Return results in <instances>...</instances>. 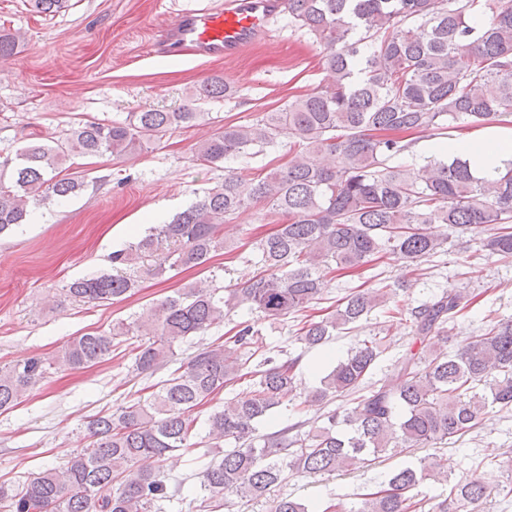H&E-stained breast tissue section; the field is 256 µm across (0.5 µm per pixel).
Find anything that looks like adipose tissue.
<instances>
[{
    "mask_svg": "<svg viewBox=\"0 0 512 512\" xmlns=\"http://www.w3.org/2000/svg\"><path fill=\"white\" fill-rule=\"evenodd\" d=\"M428 149L451 159L467 161L471 172L482 177L494 168L512 162V131H488L476 139L462 137L434 142Z\"/></svg>",
    "mask_w": 512,
    "mask_h": 512,
    "instance_id": "obj_1",
    "label": "adipose tissue"
}]
</instances>
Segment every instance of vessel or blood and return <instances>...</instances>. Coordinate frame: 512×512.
<instances>
[{"instance_id": "b4317fda", "label": "vessel or blood", "mask_w": 512, "mask_h": 512, "mask_svg": "<svg viewBox=\"0 0 512 512\" xmlns=\"http://www.w3.org/2000/svg\"><path fill=\"white\" fill-rule=\"evenodd\" d=\"M284 0H226L223 8H186L168 25L156 51L169 56L224 59L262 34Z\"/></svg>"}]
</instances>
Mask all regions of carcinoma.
<instances>
[{"label": "carcinoma", "instance_id": "1", "mask_svg": "<svg viewBox=\"0 0 512 512\" xmlns=\"http://www.w3.org/2000/svg\"><path fill=\"white\" fill-rule=\"evenodd\" d=\"M31 2L51 15L67 0ZM285 9L322 49L327 84L252 123L224 125L199 143L196 160L210 166L254 149L262 153L289 134L297 148L288 162L249 179L225 169L224 181L169 223L112 252L111 272L76 280L65 295L85 304L121 300L139 287L141 272L159 277L175 267H201L227 246L224 224L257 204L274 225L257 242L264 271L232 288L192 283L109 333L79 337L51 361L31 356L1 367L0 410L52 366L100 362L119 337H145L134 366L152 375L171 361L174 345L208 335L240 308L273 320L304 311L327 287L331 270H357L387 253L425 262L448 240L431 232L433 224L479 235L483 250L512 256V163L482 178L460 159L388 165L409 151L406 133L448 135L461 123L480 127L512 116V0H286ZM231 95L219 75L196 93L199 100ZM202 118L188 106L143 107L123 123H80L63 139L31 141L15 156L0 157V235L83 186L59 171L70 157L136 155ZM401 287L397 280L348 294L335 311L306 320L296 340L308 349L326 344L390 303ZM471 304L473 297L459 288L412 309V342L393 362L391 377L367 382L383 350L365 342L311 394L318 401L347 394L349 406L271 434L259 433L257 423L293 392L299 358L269 356L251 370L247 351L233 359L222 345L199 348L171 377L151 385L149 395L89 420L90 443L67 464L30 474L19 491L0 484V504L7 512H162L183 485L162 462L202 434L215 448L228 445L201 472L200 492L221 506L266 495L287 472L366 468L381 454L462 435L488 409L512 405V320L490 323L454 351L437 347ZM246 377L253 378L250 390L215 408L201 426L193 411ZM439 474L435 460L399 469L366 494L358 512H409L408 493ZM487 497L471 476L454 483L431 512H483ZM270 512L316 510L281 496Z\"/></svg>", "mask_w": 512, "mask_h": 512}]
</instances>
